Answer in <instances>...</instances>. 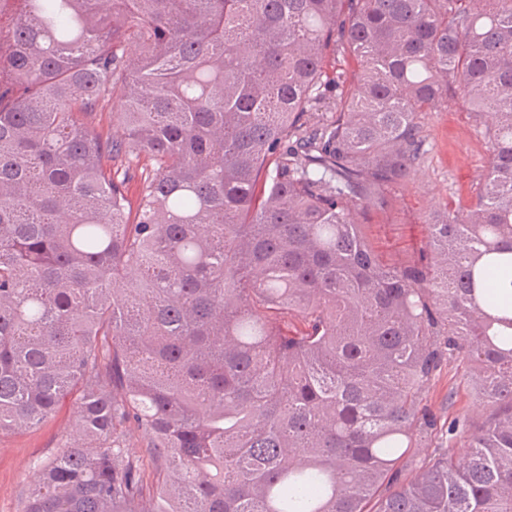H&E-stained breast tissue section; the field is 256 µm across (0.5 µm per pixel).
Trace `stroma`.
Here are the masks:
<instances>
[{"label":"stroma","mask_w":512,"mask_h":512,"mask_svg":"<svg viewBox=\"0 0 512 512\" xmlns=\"http://www.w3.org/2000/svg\"><path fill=\"white\" fill-rule=\"evenodd\" d=\"M427 154L411 184L387 192L386 208L369 212L363 231L378 261L385 266L414 262L426 247L429 214L448 205L468 202L488 161L485 141L471 113L449 99L429 114ZM423 405L435 423L429 448H444L457 459L468 453L463 438L448 439L444 424L459 412L477 413L470 385L455 366H443L432 380ZM76 405L67 399L54 417L40 427L0 435V512H21L22 497L38 475L40 461L52 456L74 432Z\"/></svg>","instance_id":"35a3bbf8"}]
</instances>
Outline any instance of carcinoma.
Wrapping results in <instances>:
<instances>
[{
  "mask_svg": "<svg viewBox=\"0 0 512 512\" xmlns=\"http://www.w3.org/2000/svg\"><path fill=\"white\" fill-rule=\"evenodd\" d=\"M450 96L487 169L383 266ZM73 394L22 512H512V0H0V433ZM463 370L458 372L453 364L443 366L432 380L423 400L427 414L435 423L432 439L427 441L428 452L433 451L434 448L447 450L449 448L455 458L460 460L466 457L469 448H466L465 439L460 436L448 441V435H445L444 432V424L448 422V418L459 412L467 411L471 415H475L479 409L473 391L465 381ZM450 391L455 392L452 405L448 404V392Z\"/></svg>",
  "mask_w": 512,
  "mask_h": 512,
  "instance_id": "obj_1",
  "label": "carcinoma"
}]
</instances>
